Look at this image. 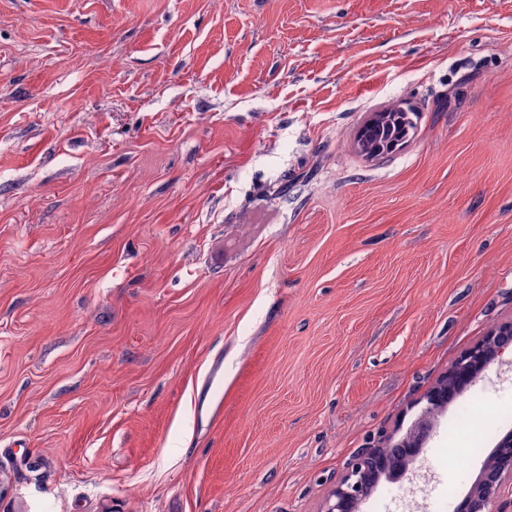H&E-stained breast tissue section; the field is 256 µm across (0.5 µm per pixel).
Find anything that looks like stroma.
Wrapping results in <instances>:
<instances>
[{
  "label": "stroma",
  "instance_id": "1",
  "mask_svg": "<svg viewBox=\"0 0 512 512\" xmlns=\"http://www.w3.org/2000/svg\"><path fill=\"white\" fill-rule=\"evenodd\" d=\"M510 318L512 0H0V512H322ZM400 105L389 106L375 112L360 130L357 147L361 154L372 157L385 156L395 150L410 134L414 127L411 117L414 113ZM372 126V127H370ZM367 131L361 135L364 130Z\"/></svg>",
  "mask_w": 512,
  "mask_h": 512
}]
</instances>
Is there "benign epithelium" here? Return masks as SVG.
Listing matches in <instances>:
<instances>
[{"instance_id": "1", "label": "benign epithelium", "mask_w": 512, "mask_h": 512, "mask_svg": "<svg viewBox=\"0 0 512 512\" xmlns=\"http://www.w3.org/2000/svg\"><path fill=\"white\" fill-rule=\"evenodd\" d=\"M512 346V319L503 321L474 345L463 351L430 390L422 418L414 425V436L407 440L405 458L397 463L387 460L379 448H364L351 470L343 475L332 490L322 512H360L371 494L369 474L399 480L407 476L430 435L434 413L449 404L466 386L478 382L492 365L502 364L504 351ZM512 484V430L495 444V450L480 470L479 476L457 504L455 512H500L499 493L505 483Z\"/></svg>"}]
</instances>
